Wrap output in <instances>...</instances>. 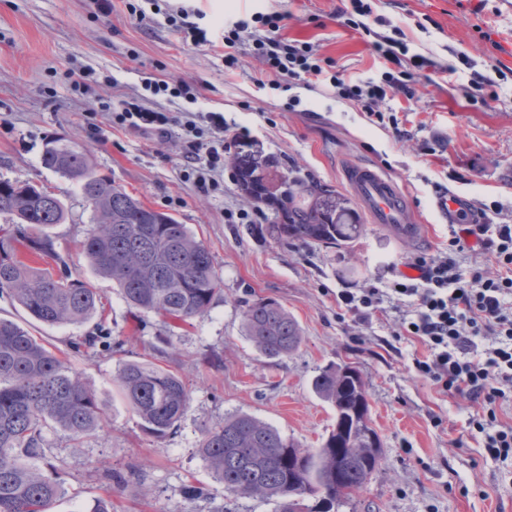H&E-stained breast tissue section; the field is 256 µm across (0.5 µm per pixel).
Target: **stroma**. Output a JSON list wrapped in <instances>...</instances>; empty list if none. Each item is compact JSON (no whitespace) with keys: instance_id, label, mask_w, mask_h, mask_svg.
<instances>
[{"instance_id":"1","label":"stroma","mask_w":512,"mask_h":512,"mask_svg":"<svg viewBox=\"0 0 512 512\" xmlns=\"http://www.w3.org/2000/svg\"><path fill=\"white\" fill-rule=\"evenodd\" d=\"M369 32L348 27V0H249V11L286 14L284 37L311 43L325 69L350 82L382 81L391 65L371 46L372 32H403L416 71L413 99L387 96L381 112L397 113L408 135L371 124L361 103L332 86L292 81L259 86L263 65L242 51L225 74L220 51L191 48L163 23L172 5L191 8L209 39L238 14L239 0H149L145 19L125 0L102 15L94 0H0V178L45 185L65 203L68 223L50 228L59 254L53 268L100 294L113 339L131 338L132 359L157 360L158 337L181 353L176 369L190 400L179 428L157 439L144 433L112 383L121 360L96 349L71 354L68 366L102 401L104 431L73 442L46 434L44 475L61 480L65 496L52 512H89L99 498L112 512H278L261 496L230 499L199 458L204 427L247 413L306 448L319 447L336 425V411L312 389L320 368L353 363L366 384L372 424L383 446L380 466L339 512H512V461L486 456L471 436L476 410L462 396L443 394L412 368L424 354L417 342L395 341V311L362 326L341 316L336 292L362 288L378 269L435 252L448 236L434 184L470 198L480 220L512 224V0H364ZM454 73L441 72L443 64ZM87 71L84 86L70 74ZM166 73L198 90L178 109L221 111L240 140L260 145L282 167L344 192L343 167L353 160L384 166L410 198L421 229L400 240L366 224L350 247H309L271 238L264 224H228L225 209L250 202L236 184L233 153L224 155V192L198 195L181 178V147L120 128H94L90 116L117 93L143 94L146 77ZM54 138L88 148L101 174L145 205L173 215L211 253L223 290L207 313L168 328L161 317L129 309L111 281L95 275L83 255L92 213L78 188L44 168ZM281 303L301 326L303 342L281 361L264 358L242 329L248 302ZM0 318L58 347L93 332L94 322L51 326L16 302L0 298ZM210 497L192 499L189 487Z\"/></svg>"}]
</instances>
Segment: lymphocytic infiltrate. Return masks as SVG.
<instances>
[{
	"instance_id": "obj_1",
	"label": "lymphocytic infiltrate",
	"mask_w": 512,
	"mask_h": 512,
	"mask_svg": "<svg viewBox=\"0 0 512 512\" xmlns=\"http://www.w3.org/2000/svg\"><path fill=\"white\" fill-rule=\"evenodd\" d=\"M281 12H255L224 19V67L234 69L243 46H250L264 64L269 85L296 79L311 85L322 82L323 70L311 46L281 36ZM372 46L385 60L398 65L382 83L365 81L330 84L342 87L348 99L371 105L388 94L413 98L411 68L421 67L420 55L409 56V69H401L405 48L398 39L376 35ZM192 112L174 114L125 99L119 110L102 114L104 124L141 133L173 136L184 146L182 177L200 193L221 189L224 155L235 138L234 122L223 113L208 112L207 129H200ZM478 247L479 257L461 271L457 256ZM408 272L390 263L368 287L341 289L336 302L354 322L365 324L385 304L400 302L405 310L394 333L425 346L424 358L415 359L416 372L448 395L477 403L468 422L483 434L485 453L496 460L512 459V423L502 421L499 410L512 406V224H456L448 245L433 255L421 254L408 262Z\"/></svg>"
}]
</instances>
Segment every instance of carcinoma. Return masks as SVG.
I'll use <instances>...</instances> for the list:
<instances>
[{
  "mask_svg": "<svg viewBox=\"0 0 512 512\" xmlns=\"http://www.w3.org/2000/svg\"><path fill=\"white\" fill-rule=\"evenodd\" d=\"M41 163L74 183L92 209L83 244L91 269L112 280L126 305L164 318L170 327L190 323L213 305L221 277L209 250L187 225L99 174L90 151L56 141ZM237 182L253 202L273 207L269 232L278 241L347 246L363 231L351 201L312 180L290 176L281 195L266 199L255 185L279 164L258 147L234 158ZM0 215L13 222L0 232V292L35 320L81 325L103 311L100 295L84 282L40 262L56 259L47 229L64 224L68 210L43 186L0 180ZM245 335L268 360L294 354L303 341L298 322L278 302L257 299L242 313ZM97 335L69 342V350L101 347L122 354L102 324ZM67 352L52 349L19 324L0 319V512H51L65 495L43 476L44 434L59 428L78 441L103 430L96 393L69 371ZM142 429L163 438L180 422L189 402L182 377L148 361L125 360L112 378ZM314 392L336 409V426L318 448H304L269 424L237 414L205 428L197 454L231 496L275 498L279 512H334L347 502L339 489L359 493L378 469L382 442L372 427L363 381L348 363H331L314 378ZM313 498L316 505L305 504Z\"/></svg>",
  "mask_w": 512,
  "mask_h": 512,
  "instance_id": "cac0c4a2",
  "label": "carcinoma"
}]
</instances>
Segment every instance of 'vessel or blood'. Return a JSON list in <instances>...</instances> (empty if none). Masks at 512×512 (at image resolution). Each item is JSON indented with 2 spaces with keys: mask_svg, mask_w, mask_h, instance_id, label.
I'll return each mask as SVG.
<instances>
[{
  "mask_svg": "<svg viewBox=\"0 0 512 512\" xmlns=\"http://www.w3.org/2000/svg\"><path fill=\"white\" fill-rule=\"evenodd\" d=\"M343 178L370 223L388 229L399 239L418 236L419 226L411 204L401 187L381 167L369 161H353L344 168ZM470 207L468 197L452 191L441 214L448 223L457 224Z\"/></svg>",
  "mask_w": 512,
  "mask_h": 512,
  "instance_id": "b4317fda",
  "label": "vessel or blood"
}]
</instances>
